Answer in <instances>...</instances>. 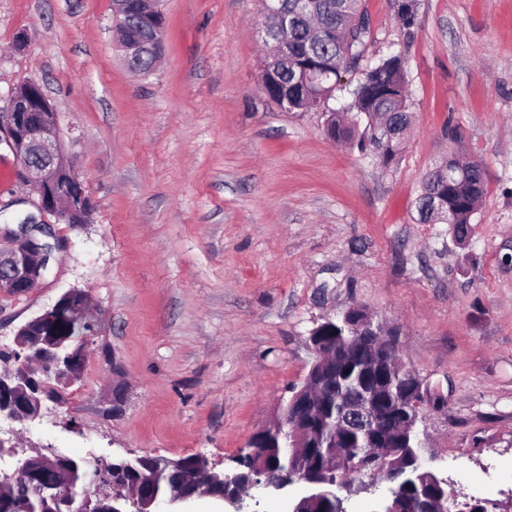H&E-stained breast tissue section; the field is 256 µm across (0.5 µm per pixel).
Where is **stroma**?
<instances>
[{
    "label": "stroma",
    "instance_id": "35a3bbf8",
    "mask_svg": "<svg viewBox=\"0 0 512 512\" xmlns=\"http://www.w3.org/2000/svg\"><path fill=\"white\" fill-rule=\"evenodd\" d=\"M364 3L368 61L406 57L412 130L387 167L324 133L360 72L309 112L263 96L261 0H160L146 77L117 47L113 0H0V105L42 86L91 203L83 224L39 213L0 149V225L30 216L68 242L27 296L0 295V348L73 289L91 325L62 403L0 431L94 464L230 470L301 387L311 331L361 305L446 397L417 425L424 465L459 502L512 512V0H419L410 29L395 0ZM452 153L486 173L462 243L414 221L424 173Z\"/></svg>",
    "mask_w": 512,
    "mask_h": 512
}]
</instances>
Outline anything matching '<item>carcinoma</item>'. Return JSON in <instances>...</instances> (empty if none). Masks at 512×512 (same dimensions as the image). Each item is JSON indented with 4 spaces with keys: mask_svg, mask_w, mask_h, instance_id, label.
Masks as SVG:
<instances>
[{
    "mask_svg": "<svg viewBox=\"0 0 512 512\" xmlns=\"http://www.w3.org/2000/svg\"><path fill=\"white\" fill-rule=\"evenodd\" d=\"M277 10L263 25L269 30L263 70L271 73L272 91L280 97L284 112H308L333 96L342 74L359 69L370 36L369 17L362 0H276ZM127 38L165 37L161 21L144 22L136 12L125 19ZM155 58L143 54L131 59V71L146 76L153 71ZM352 104L348 111H333L326 120V135L337 142L359 150H371L379 162L387 166L401 153L412 122L407 92L405 59L399 52H390L364 69L363 78L349 90ZM485 194V171L476 161H461L448 156L447 166L437 163L428 169L420 184L416 199L417 221L420 224H450L457 240L466 238L468 226L473 224L479 200ZM448 202L440 215L432 212L434 199ZM372 324L368 310L355 306L336 319L317 326V336L327 345L336 347L340 340L351 345L355 336L352 324ZM370 363L357 359L348 361L345 379L355 386ZM405 367L396 364L387 374L386 390L390 397L402 401L401 385ZM317 414L307 428V445L312 458L326 459L335 449H343L350 456L358 455L364 446L363 434L351 432L343 441L336 440V432L329 418L336 409V393L327 392L316 404ZM249 463L260 462L277 475L288 468L289 449L284 447L280 433L255 438ZM390 455L406 465L405 476L383 501V508L398 503V509H425L431 501L448 500L449 509L456 508L457 500L450 484L432 481L435 473L421 466L416 434L400 435L391 447ZM12 469L0 471L1 478L14 482L13 489L0 488V512H50L43 500L41 482L28 481L18 476L24 457L13 456ZM54 465L69 473L70 488L63 491L56 512H73L70 504L88 497L96 512H112V501L98 500L91 484V465L84 460L59 455ZM168 459L139 456L125 463L113 475L120 487L145 484L157 498L174 493Z\"/></svg>",
    "mask_w": 512,
    "mask_h": 512,
    "instance_id": "carcinoma-1",
    "label": "carcinoma"
}]
</instances>
